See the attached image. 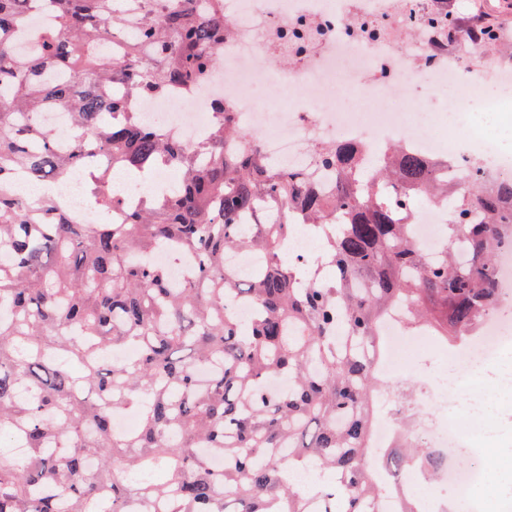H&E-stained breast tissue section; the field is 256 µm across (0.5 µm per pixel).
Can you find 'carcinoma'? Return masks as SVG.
I'll use <instances>...</instances> for the list:
<instances>
[{"label": "carcinoma", "mask_w": 512, "mask_h": 512, "mask_svg": "<svg viewBox=\"0 0 512 512\" xmlns=\"http://www.w3.org/2000/svg\"><path fill=\"white\" fill-rule=\"evenodd\" d=\"M160 2L0 0V252L12 258L0 265V446L11 437L29 450L22 462L0 455V512H130L132 500L160 498L169 512H382L402 471L441 461L420 445L388 457L369 446L378 323L402 303L417 325L432 306L443 333H473L499 302L512 175L473 165L453 185L399 145L376 166L337 143L317 151L336 172L326 195L267 164L256 135L226 152L240 135L221 99L190 148L142 124L113 87L133 99L193 88L220 64L231 24L218 0H170L164 12ZM43 7L55 21L21 55L19 34ZM408 20L445 42L456 25L440 12ZM105 42L119 55L103 56ZM47 103L72 116L67 151L39 123ZM113 167L181 178L124 224H82L52 189L30 201L11 191L80 170L110 215ZM423 199L452 214L434 258L411 235ZM293 217L321 239L329 275L285 251ZM159 248L192 260L186 280L172 284L149 260ZM237 249L264 258L246 280L224 268ZM235 299L253 309L246 324L229 310ZM117 347L132 357H114ZM275 378L287 387L271 389ZM118 411L139 415L134 433L114 431ZM297 468L332 478L297 486Z\"/></svg>", "instance_id": "obj_1"}]
</instances>
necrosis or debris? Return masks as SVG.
<instances>
[{
    "mask_svg": "<svg viewBox=\"0 0 512 512\" xmlns=\"http://www.w3.org/2000/svg\"><path fill=\"white\" fill-rule=\"evenodd\" d=\"M410 7V0H224L233 28L220 68L191 95L175 91L131 106L191 146L208 133L212 102L222 99L244 131L259 132L265 160L303 171L327 191L334 181L313 150L328 142L359 145L376 163L384 145L397 141L423 159L448 161L454 180L475 160L489 173L512 169V157L499 151L492 132L471 119L477 102L491 114L512 112L511 99L483 95L487 81L512 82V64L484 55L478 42L458 54L441 48L430 29H405ZM448 86L455 91L451 113L425 112L429 98ZM351 87L365 108L339 107ZM419 111L425 121H415ZM449 216L447 207L430 204L416 219L413 239L423 253L441 246ZM495 274L501 306L483 319L476 338L454 349L452 379L425 364L409 370L420 399L466 419L468 435L414 417L403 429L380 418L373 432L375 447H392L406 436L444 456L430 512H447L449 497L467 496L482 478V468L457 463L469 448L498 437L481 389L512 395V365L504 361L512 354V248L500 251Z\"/></svg>",
    "mask_w": 512,
    "mask_h": 512,
    "instance_id": "4bbe7bcc",
    "label": "necrosis or debris"
}]
</instances>
